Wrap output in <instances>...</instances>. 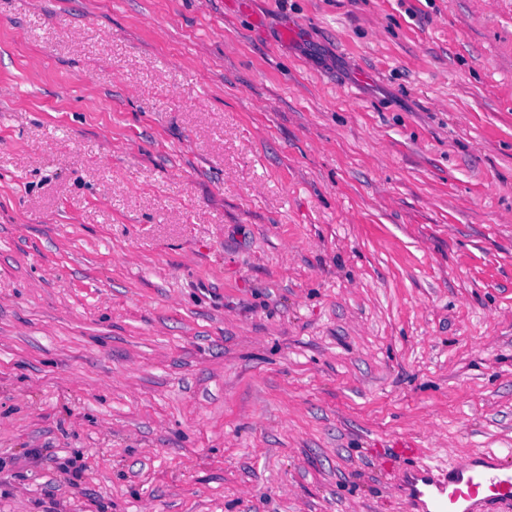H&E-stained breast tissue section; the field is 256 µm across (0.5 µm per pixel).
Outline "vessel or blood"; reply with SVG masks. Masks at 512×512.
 Here are the masks:
<instances>
[{"mask_svg":"<svg viewBox=\"0 0 512 512\" xmlns=\"http://www.w3.org/2000/svg\"><path fill=\"white\" fill-rule=\"evenodd\" d=\"M414 449L396 452L395 471L419 512H481L495 504L512 507V463L493 455L460 457L449 469L414 461Z\"/></svg>","mask_w":512,"mask_h":512,"instance_id":"1","label":"vessel or blood"}]
</instances>
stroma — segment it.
Masks as SVG:
<instances>
[{"label": "stroma", "instance_id": "35a3bbf8", "mask_svg": "<svg viewBox=\"0 0 512 512\" xmlns=\"http://www.w3.org/2000/svg\"><path fill=\"white\" fill-rule=\"evenodd\" d=\"M1 85L0 512L512 454V0H0Z\"/></svg>", "mask_w": 512, "mask_h": 512}]
</instances>
